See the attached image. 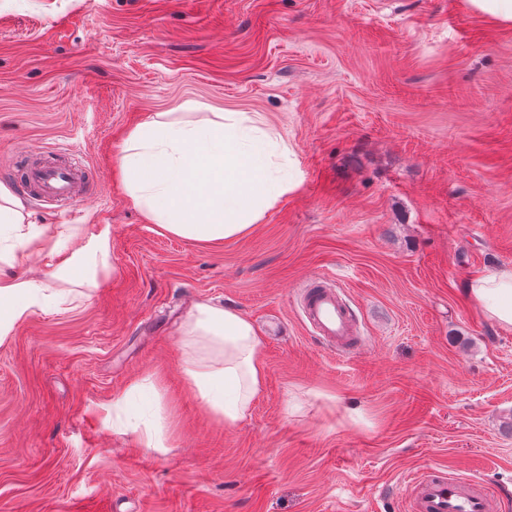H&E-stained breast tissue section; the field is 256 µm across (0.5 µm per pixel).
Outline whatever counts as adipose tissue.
Masks as SVG:
<instances>
[{
	"mask_svg": "<svg viewBox=\"0 0 512 512\" xmlns=\"http://www.w3.org/2000/svg\"><path fill=\"white\" fill-rule=\"evenodd\" d=\"M275 151L285 158L292 154L248 113L216 112L190 122L159 112L128 134L119 169L129 198L148 223L177 237L226 241L249 233L279 197L295 189V182L273 176ZM25 218L23 200L0 183V224L15 232L9 263H28L37 242L52 253L63 248V237L45 238L40 228L25 227ZM465 291L479 313L512 331V266L469 280ZM49 300L37 278H0V340ZM180 339L186 382L206 412L230 427L248 417L265 382L254 323L201 302Z\"/></svg>",
	"mask_w": 512,
	"mask_h": 512,
	"instance_id": "adipose-tissue-1",
	"label": "adipose tissue"
}]
</instances>
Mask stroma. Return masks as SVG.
<instances>
[{"label": "stroma", "mask_w": 512, "mask_h": 512, "mask_svg": "<svg viewBox=\"0 0 512 512\" xmlns=\"http://www.w3.org/2000/svg\"><path fill=\"white\" fill-rule=\"evenodd\" d=\"M257 114L298 181L247 235L147 223L121 184L147 116ZM80 159L73 248L110 232L96 287L30 266L57 303L0 341V512H404L408 473L503 491L512 512V331L463 293L512 265V26L465 0H0V183ZM326 275L355 313L342 357L295 296ZM262 333L265 388L233 427L183 373L193 306ZM140 404L163 446L103 409Z\"/></svg>", "instance_id": "35a3bbf8"}]
</instances>
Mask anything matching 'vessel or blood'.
I'll return each mask as SVG.
<instances>
[{"mask_svg": "<svg viewBox=\"0 0 512 512\" xmlns=\"http://www.w3.org/2000/svg\"><path fill=\"white\" fill-rule=\"evenodd\" d=\"M25 185L48 202L74 203L88 195V178L76 165L28 166ZM303 321L326 347L346 356L360 349L349 305L325 277L311 279L298 291ZM500 495L452 474L426 472L409 485L408 512H498Z\"/></svg>", "mask_w": 512, "mask_h": 512, "instance_id": "vessel-or-blood-1", "label": "vessel or blood"}]
</instances>
